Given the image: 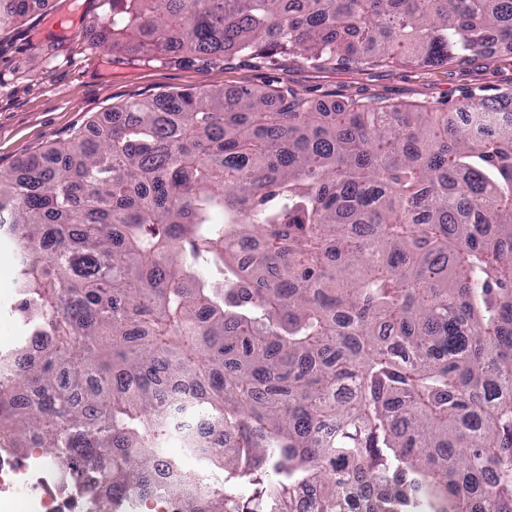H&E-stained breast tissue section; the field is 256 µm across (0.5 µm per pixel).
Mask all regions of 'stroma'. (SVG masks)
I'll use <instances>...</instances> for the list:
<instances>
[{"instance_id": "stroma-1", "label": "stroma", "mask_w": 512, "mask_h": 512, "mask_svg": "<svg viewBox=\"0 0 512 512\" xmlns=\"http://www.w3.org/2000/svg\"><path fill=\"white\" fill-rule=\"evenodd\" d=\"M109 12L108 0H46L0 28V171H12L29 154L66 140L90 121L109 123L115 106L175 90L286 87L318 105L348 97L439 105L512 86V52H484L440 67L372 69L319 68L288 54L270 65L248 55H115L98 41ZM19 269L12 240L1 235V354L20 348L28 336L13 311Z\"/></svg>"}]
</instances>
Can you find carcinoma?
<instances>
[{
  "label": "carcinoma",
  "instance_id": "carcinoma-1",
  "mask_svg": "<svg viewBox=\"0 0 512 512\" xmlns=\"http://www.w3.org/2000/svg\"><path fill=\"white\" fill-rule=\"evenodd\" d=\"M11 0L0 24L25 15ZM512 48V0H112L103 43L441 66ZM491 124L475 133L454 114ZM512 91L438 110L295 91L132 102L0 173L14 312L0 448L123 499L178 463L168 409L224 477L184 512H512ZM253 486L248 498L241 484Z\"/></svg>",
  "mask_w": 512,
  "mask_h": 512
}]
</instances>
